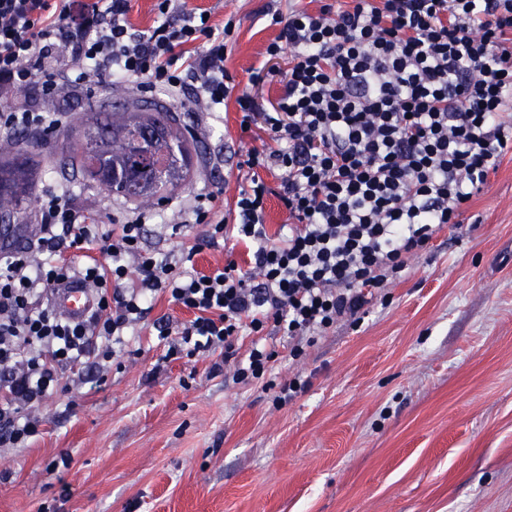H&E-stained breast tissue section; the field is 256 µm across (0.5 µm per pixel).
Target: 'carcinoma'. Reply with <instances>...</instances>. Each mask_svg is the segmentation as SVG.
I'll use <instances>...</instances> for the list:
<instances>
[{"mask_svg":"<svg viewBox=\"0 0 512 512\" xmlns=\"http://www.w3.org/2000/svg\"><path fill=\"white\" fill-rule=\"evenodd\" d=\"M152 124L159 134L150 150L138 144L140 128ZM81 138L80 154L83 177L96 180L101 170L112 173L110 191L141 202L162 198L185 180V169L190 154L185 128L177 115L167 110L156 112H95L78 130ZM13 143L8 152L10 161L0 162V212L18 208L28 194L30 168L26 153ZM149 168V174L140 190L131 195L123 186L126 175L138 166Z\"/></svg>","mask_w":512,"mask_h":512,"instance_id":"carcinoma-1","label":"carcinoma"}]
</instances>
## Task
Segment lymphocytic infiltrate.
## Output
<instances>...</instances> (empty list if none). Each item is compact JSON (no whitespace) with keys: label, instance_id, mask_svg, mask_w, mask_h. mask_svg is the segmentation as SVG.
<instances>
[{"label":"lymphocytic infiltrate","instance_id":"1","mask_svg":"<svg viewBox=\"0 0 512 512\" xmlns=\"http://www.w3.org/2000/svg\"><path fill=\"white\" fill-rule=\"evenodd\" d=\"M130 11L131 0H0V137L68 124L67 113L35 110L19 95L36 86L53 100L74 71L172 101L194 93L204 135L207 117L234 98L241 131L259 130L261 144L237 162L250 177L232 211L217 208V186L175 202L169 228L179 242L166 251L149 244L151 215L139 207L123 206L105 226L67 189L38 196L37 236L0 253V447L36 434L62 370L137 356L129 335L146 322L165 359H210L209 374L260 382L274 405L286 403L310 381L276 384L278 353L265 337H286L297 359L337 322H360L436 233L461 226L463 205L512 151V0L266 8L278 30L266 56L291 57L272 101L234 90L224 67L233 21L211 23L188 0H155L141 30ZM272 196L288 212L287 228L273 233ZM193 224L202 234L181 242ZM206 248L224 251L223 266L207 273L195 266ZM72 277L97 298L81 322L48 301ZM160 295L191 319L149 321Z\"/></svg>","mask_w":512,"mask_h":512}]
</instances>
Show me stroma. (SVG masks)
Wrapping results in <instances>:
<instances>
[{
  "label": "stroma",
  "mask_w": 512,
  "mask_h": 512,
  "mask_svg": "<svg viewBox=\"0 0 512 512\" xmlns=\"http://www.w3.org/2000/svg\"><path fill=\"white\" fill-rule=\"evenodd\" d=\"M286 0H190L214 22L235 17L224 61L239 87L267 99L278 82L252 83L277 34L259 16ZM131 90L67 83L53 102L69 127L26 134L29 194L64 186L75 206L112 220L113 194L73 171L74 134L89 108L121 111ZM234 99L210 135L193 139L181 198L223 187L233 207L246 174L222 154L256 147ZM461 228L435 235L359 325L342 321L292 359L282 340L274 374L304 373L306 392L282 406L260 384L208 374L209 360L164 369L155 337L103 383H74L42 407L26 447L1 448L0 512H512V152L465 205Z\"/></svg>",
  "instance_id": "1"
}]
</instances>
